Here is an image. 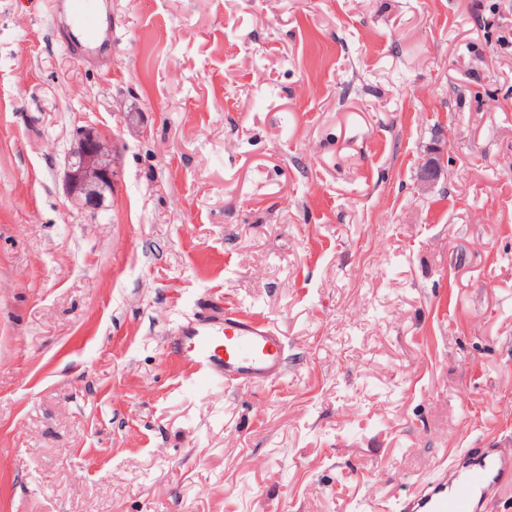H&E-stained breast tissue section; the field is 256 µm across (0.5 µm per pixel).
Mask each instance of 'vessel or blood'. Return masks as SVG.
<instances>
[{
	"label": "vessel or blood",
	"mask_w": 512,
	"mask_h": 512,
	"mask_svg": "<svg viewBox=\"0 0 512 512\" xmlns=\"http://www.w3.org/2000/svg\"><path fill=\"white\" fill-rule=\"evenodd\" d=\"M51 17L65 29L69 48L80 62L111 56L112 45L87 44L86 33L111 25V16L92 7L91 0H53ZM180 357L204 382L231 384L282 378L285 369L282 336L269 322L234 314L223 321L202 320L180 328L175 342ZM512 486V456L495 448H470L439 478L408 499L404 512H481L489 498Z\"/></svg>",
	"instance_id": "obj_1"
}]
</instances>
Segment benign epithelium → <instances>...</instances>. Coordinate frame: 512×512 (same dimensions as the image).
Instances as JSON below:
<instances>
[{"instance_id": "1", "label": "benign epithelium", "mask_w": 512, "mask_h": 512, "mask_svg": "<svg viewBox=\"0 0 512 512\" xmlns=\"http://www.w3.org/2000/svg\"><path fill=\"white\" fill-rule=\"evenodd\" d=\"M73 139L63 175L67 198L79 208H99L114 184L112 134L92 124L76 127ZM441 173V155L437 151L422 164V187L433 185Z\"/></svg>"}]
</instances>
